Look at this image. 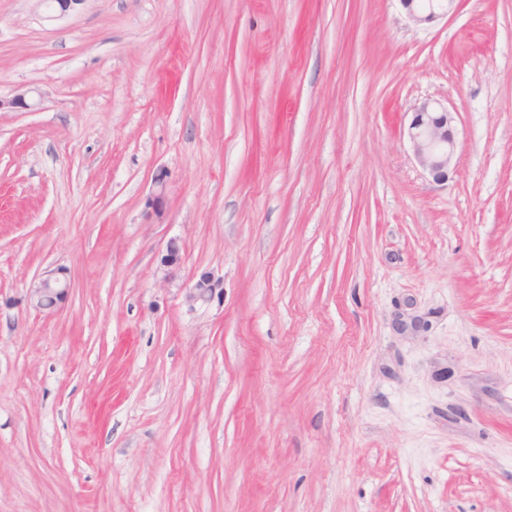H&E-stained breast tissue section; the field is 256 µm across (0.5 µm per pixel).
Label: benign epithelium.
<instances>
[{"mask_svg":"<svg viewBox=\"0 0 512 512\" xmlns=\"http://www.w3.org/2000/svg\"><path fill=\"white\" fill-rule=\"evenodd\" d=\"M409 19L416 23H429L448 14L455 8L457 0H400ZM453 116L448 109L436 101L426 99L412 112L407 136L418 162L429 172L433 180L448 182V168L455 154ZM71 288L65 273L56 270L33 280L27 288V302L40 312H52L67 298ZM223 282L209 273L202 274L188 295L192 303L209 301Z\"/></svg>","mask_w":512,"mask_h":512,"instance_id":"benign-epithelium-1","label":"benign epithelium"}]
</instances>
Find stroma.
I'll use <instances>...</instances> for the list:
<instances>
[{
	"label": "stroma",
	"mask_w": 512,
	"mask_h": 512,
	"mask_svg": "<svg viewBox=\"0 0 512 512\" xmlns=\"http://www.w3.org/2000/svg\"><path fill=\"white\" fill-rule=\"evenodd\" d=\"M23 92L0 512H512V0H0ZM425 99L444 184L406 135ZM409 19L415 24L429 23L448 15L457 0H399ZM453 116L440 103L425 99L412 112L407 136L418 162L433 180L448 181V168L455 154ZM70 280L61 270L51 271L34 279L27 288V302L40 312H52L67 298ZM223 288V282L215 278L210 273L202 274L194 284L192 291L188 295V300L192 303L199 301H209L215 297L217 291Z\"/></svg>",
	"instance_id": "35a3bbf8"
}]
</instances>
